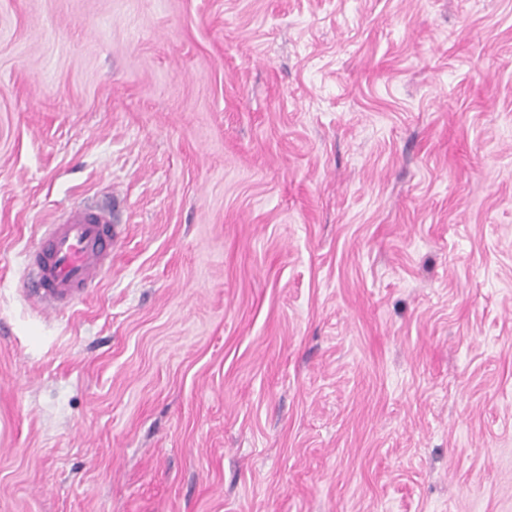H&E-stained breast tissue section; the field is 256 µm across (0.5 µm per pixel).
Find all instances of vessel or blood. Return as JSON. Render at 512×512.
<instances>
[{
    "mask_svg": "<svg viewBox=\"0 0 512 512\" xmlns=\"http://www.w3.org/2000/svg\"><path fill=\"white\" fill-rule=\"evenodd\" d=\"M112 212L85 206L49 225L26 254L35 283L33 297L53 314L85 297L112 263Z\"/></svg>",
    "mask_w": 512,
    "mask_h": 512,
    "instance_id": "obj_1",
    "label": "vessel or blood"
}]
</instances>
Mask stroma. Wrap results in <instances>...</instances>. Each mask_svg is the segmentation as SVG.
I'll use <instances>...</instances> for the list:
<instances>
[{
  "label": "stroma",
  "mask_w": 512,
  "mask_h": 512,
  "mask_svg": "<svg viewBox=\"0 0 512 512\" xmlns=\"http://www.w3.org/2000/svg\"><path fill=\"white\" fill-rule=\"evenodd\" d=\"M0 512H512V0H0ZM112 210L77 207L61 224H50L26 253L36 303L53 314L85 297L112 263Z\"/></svg>",
  "instance_id": "stroma-1"
}]
</instances>
